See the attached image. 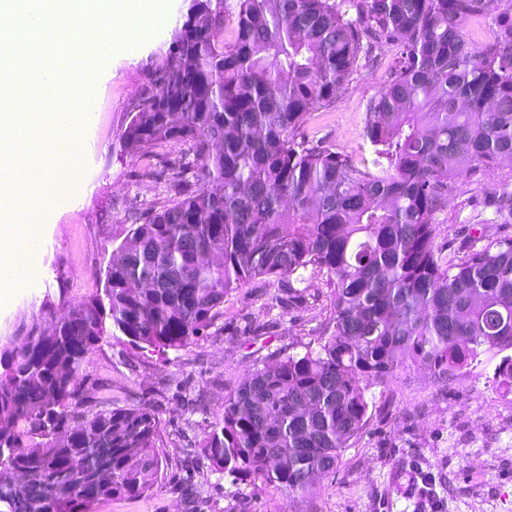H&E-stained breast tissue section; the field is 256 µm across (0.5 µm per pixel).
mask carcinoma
Wrapping results in <instances>:
<instances>
[{"instance_id": "obj_1", "label": "carcinoma", "mask_w": 512, "mask_h": 512, "mask_svg": "<svg viewBox=\"0 0 512 512\" xmlns=\"http://www.w3.org/2000/svg\"><path fill=\"white\" fill-rule=\"evenodd\" d=\"M375 44L402 52L360 154L309 140L311 111ZM153 76L120 145L151 156L181 142L197 165H165L167 199L113 250L103 294L0 348V512H93L157 488L158 418L84 390L86 357L110 334L160 356L185 348L254 280L292 291L311 269L333 285L320 342L249 372L203 445L288 512H318L316 481L366 426L369 386L414 364L446 379L495 360L512 391V238L483 224L485 244L456 262L434 245L452 179L512 163L511 3L191 0Z\"/></svg>"}]
</instances>
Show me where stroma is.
<instances>
[{
    "label": "stroma",
    "mask_w": 512,
    "mask_h": 512,
    "mask_svg": "<svg viewBox=\"0 0 512 512\" xmlns=\"http://www.w3.org/2000/svg\"><path fill=\"white\" fill-rule=\"evenodd\" d=\"M189 0H169L136 57L116 50L104 62L86 129L84 167L42 225L43 248L22 283L0 304V345L62 302L102 293L112 250L130 215L160 206L164 181L145 175L147 160L123 151L119 133L137 97L152 91L151 71L168 52ZM333 105L314 110L309 139L347 153L363 143L365 113L396 66L399 47L374 46ZM512 192V165L476 167L455 176L446 207L436 214L435 247L456 260L476 245V227L512 238V222L498 223L496 207ZM276 278L251 282L224 300V310L194 344L160 358L126 338L105 337L87 356L83 380L115 406L151 408L159 420L161 485L141 497L101 501L96 512H171L195 484L196 512H282L274 488L233 482L215 471L201 444L224 399L254 367L276 352L317 343L332 316L325 276L307 273L281 303ZM369 419L345 451L336 474L319 480L318 512H512V392L499 387L489 366L437 382L414 367L388 385L372 386Z\"/></svg>",
    "instance_id": "35a3bbf8"
}]
</instances>
